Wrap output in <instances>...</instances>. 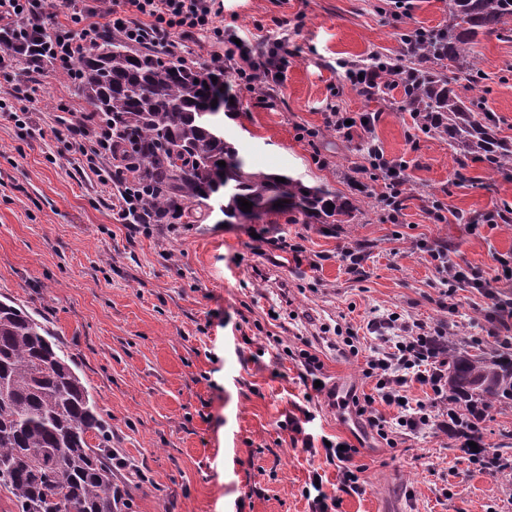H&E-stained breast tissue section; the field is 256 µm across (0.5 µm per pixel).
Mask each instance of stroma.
<instances>
[{
	"mask_svg": "<svg viewBox=\"0 0 512 512\" xmlns=\"http://www.w3.org/2000/svg\"><path fill=\"white\" fill-rule=\"evenodd\" d=\"M447 23L448 0L403 9L396 0H224L225 27L287 38L297 53L263 98L229 73L237 110L218 130L249 167L356 199L348 224L228 225L218 210L175 228L125 223L112 189L83 170L78 132L58 122L66 108L86 113L75 86L0 68V100L23 116L0 115V298L45 321L74 358L112 426L129 512H311L304 489L315 473L340 497L335 512H512V476L483 464L488 453L512 460V405L484 413L478 453L455 425L388 441L381 431L397 410L364 374L393 313L446 328L472 354L512 347V277L500 264L512 261V222L454 218L512 209V171L460 162L447 137L414 124L400 89L365 97L338 66L397 58L403 33ZM473 60L481 105L512 139V29L482 37ZM332 105L375 113L372 138L406 165L398 223L364 140L324 130ZM305 127L319 136L303 138ZM431 246L510 302L501 321H489L486 298L469 286L447 295ZM303 350L318 356L325 382L347 379L373 398L376 425L328 410L300 375ZM292 417L314 439L355 447L360 492L338 495L336 466L281 429Z\"/></svg>",
	"mask_w": 512,
	"mask_h": 512,
	"instance_id": "1",
	"label": "stroma"
}]
</instances>
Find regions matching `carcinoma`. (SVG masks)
Wrapping results in <instances>:
<instances>
[{
  "instance_id": "cac0c4a2",
  "label": "carcinoma",
  "mask_w": 512,
  "mask_h": 512,
  "mask_svg": "<svg viewBox=\"0 0 512 512\" xmlns=\"http://www.w3.org/2000/svg\"><path fill=\"white\" fill-rule=\"evenodd\" d=\"M510 20L512 0H450L448 27L398 63L407 70L403 108L418 126L448 134L460 157L496 172L512 167V140L499 136L494 121L477 119V100L464 92L476 82L469 58L478 35ZM75 68L88 121L111 134L116 181L138 197L130 223H198L211 199L220 200L226 224L272 216L287 224L349 223L355 205L348 197L248 168L216 130L212 118L234 110L224 64L196 65L107 32ZM242 199L251 210L242 211ZM458 342L448 338L449 400L467 412L462 425L470 430L475 410L512 401V353L488 358L458 351ZM111 440L57 337L24 307L0 300V489L16 512H125L126 494L112 482Z\"/></svg>"
}]
</instances>
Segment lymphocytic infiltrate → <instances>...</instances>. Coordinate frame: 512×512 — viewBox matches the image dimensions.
<instances>
[{"instance_id":"f902f5d3","label":"lymphocytic infiltrate","mask_w":512,"mask_h":512,"mask_svg":"<svg viewBox=\"0 0 512 512\" xmlns=\"http://www.w3.org/2000/svg\"><path fill=\"white\" fill-rule=\"evenodd\" d=\"M123 3L126 10L118 18L113 0H0V50L19 60L31 56L34 49H42L54 72L67 76L80 52L104 31H117L131 40L158 44L175 53L181 52L186 38L206 33L212 37V59H232L240 80L269 85L280 84L292 55L286 40H274L262 51L252 39L238 38L235 30L217 25L224 12L223 0ZM103 139V132L85 133L78 146L81 162L102 184L115 188L120 207H132V199L117 187L111 169L102 163L108 153ZM447 351L444 333H430L418 323L405 324L388 348L369 361L367 375L375 378L381 400L397 406L405 430L416 432L432 424L425 404L405 403L408 379L430 387L437 398L447 400L448 375L437 365L439 356Z\"/></svg>"}]
</instances>
